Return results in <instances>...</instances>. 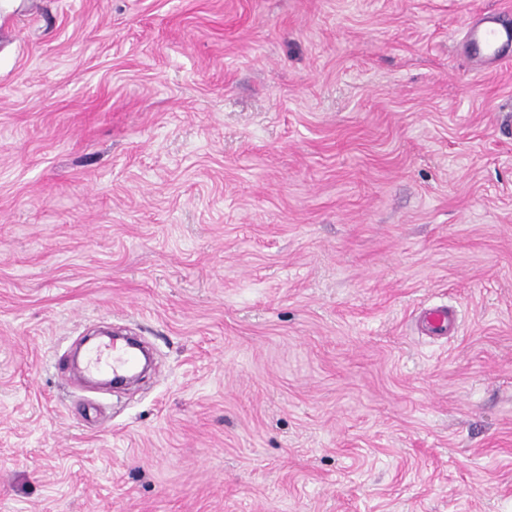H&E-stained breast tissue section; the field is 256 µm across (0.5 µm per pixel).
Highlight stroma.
Listing matches in <instances>:
<instances>
[{"label": "stroma", "mask_w": 512, "mask_h": 512, "mask_svg": "<svg viewBox=\"0 0 512 512\" xmlns=\"http://www.w3.org/2000/svg\"><path fill=\"white\" fill-rule=\"evenodd\" d=\"M487 12L0 0V512H512ZM107 328L155 357L119 390L70 363ZM466 43L476 63H495L512 46V24L497 15L485 14L469 27ZM455 320V312L448 306H438L430 309L423 319L427 330L436 336L453 334L456 329Z\"/></svg>", "instance_id": "35a3bbf8"}]
</instances>
